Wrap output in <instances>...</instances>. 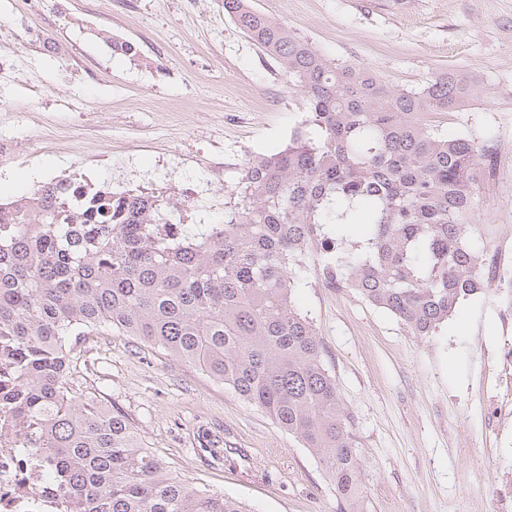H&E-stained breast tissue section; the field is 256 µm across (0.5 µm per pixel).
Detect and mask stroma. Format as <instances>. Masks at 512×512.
Instances as JSON below:
<instances>
[{"label":"stroma","instance_id":"1","mask_svg":"<svg viewBox=\"0 0 512 512\" xmlns=\"http://www.w3.org/2000/svg\"><path fill=\"white\" fill-rule=\"evenodd\" d=\"M328 58L396 89L438 73L487 97L425 123L485 149L469 221L493 253L512 227V0H250ZM133 46L122 54L120 43ZM307 117L287 76L224 0H0V202L51 181L176 190L172 221L213 224L248 157L283 148ZM312 319L353 422L365 512H462L475 480L512 473V439L481 423V373L501 343L495 292L463 301L426 337L316 280ZM74 392L126 416L139 443L193 486L251 512H336V492L294 435L193 365L129 336L80 338ZM222 433L224 458L199 428Z\"/></svg>","mask_w":512,"mask_h":512}]
</instances>
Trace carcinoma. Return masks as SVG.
Returning <instances> with one entry per match:
<instances>
[{"instance_id": "cac0c4a2", "label": "carcinoma", "mask_w": 512, "mask_h": 512, "mask_svg": "<svg viewBox=\"0 0 512 512\" xmlns=\"http://www.w3.org/2000/svg\"><path fill=\"white\" fill-rule=\"evenodd\" d=\"M224 12L288 76L308 114L241 165L218 224H177L154 195L68 180L0 203V363L10 410L77 512H249L141 448L125 416L68 383L91 333L156 345L297 436L364 512L352 423L294 291L316 274L430 336L487 292L467 219L482 150L423 123L486 92L463 72L392 89L326 58L249 0Z\"/></svg>"}]
</instances>
